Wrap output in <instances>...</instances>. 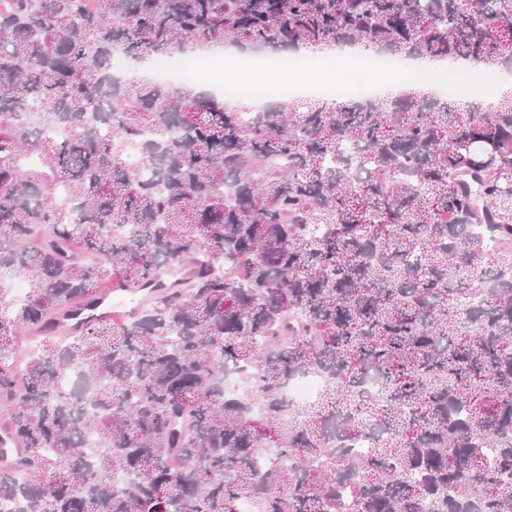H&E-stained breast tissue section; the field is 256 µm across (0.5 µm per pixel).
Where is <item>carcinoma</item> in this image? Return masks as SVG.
<instances>
[{
  "label": "carcinoma",
  "mask_w": 512,
  "mask_h": 512,
  "mask_svg": "<svg viewBox=\"0 0 512 512\" xmlns=\"http://www.w3.org/2000/svg\"><path fill=\"white\" fill-rule=\"evenodd\" d=\"M224 43L505 68L512 0H0V397L26 456L0 503L512 512V93L254 110L112 74ZM184 265L10 368L18 330ZM324 381L314 375L298 376L286 385L285 391L288 401L294 404H302L314 400L322 391Z\"/></svg>",
  "instance_id": "obj_1"
}]
</instances>
